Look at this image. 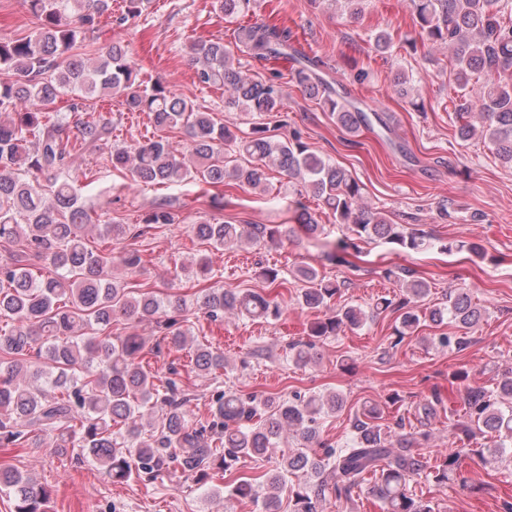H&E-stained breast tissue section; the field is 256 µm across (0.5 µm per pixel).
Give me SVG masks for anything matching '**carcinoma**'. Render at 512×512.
<instances>
[{"label":"carcinoma","instance_id":"carcinoma-1","mask_svg":"<svg viewBox=\"0 0 512 512\" xmlns=\"http://www.w3.org/2000/svg\"><path fill=\"white\" fill-rule=\"evenodd\" d=\"M123 2L114 18L112 0H23L37 20L35 34L0 38V242L12 247L11 261L0 263V447L38 448L42 437L50 436L58 455L79 448L114 480L144 474L156 480L178 473L203 484L215 470L228 472L244 458L267 456L291 433L300 447L281 458L263 485L250 479L228 485V498L250 499L260 512H280L286 488L291 512H325L333 499L351 500L369 478L370 493L382 512H434L431 501L413 494V484L444 486L456 479L462 489L475 492L477 487L459 472L464 449L439 451L430 458L419 452L418 437L405 429L404 418L392 428L376 406H365L354 416L342 445L322 441L319 419L344 405L336 390L286 398L221 391L207 418L194 425L188 406L195 394L144 367L141 323L155 322L164 329L168 345L183 347L187 333L166 312L182 308L184 301L165 302L151 291L134 293L112 277V266L135 274L139 254L116 256L89 245L93 215L78 205L70 160L76 149L95 146L112 134L111 118L86 115L89 101L119 97L126 111L148 113L157 130H184L186 150L181 154L162 136L112 151V167L128 171L138 183L195 181L201 195L218 207L222 197L209 188L229 180L257 189L266 184L268 171L277 169L297 185L292 219L305 234L324 231L306 204L308 196L347 231L327 254L330 261L357 267L359 240L377 238L415 253L428 244L422 232L392 224L382 212L362 205L358 181L312 151L299 132L286 141L269 135L262 118L283 110L285 83L277 73L264 80L248 77L234 65L224 42L191 43L190 60L198 84L224 87L230 92L224 107L256 119L244 140L162 83L145 84L122 42L100 48L94 59L73 53L88 29L112 18L123 25L145 8V0ZM411 3L415 37L407 46L414 51L419 44L445 45L454 61L459 138L480 136L496 158L512 167V10L501 0ZM212 6L231 19L249 9L250 0H212ZM289 37L276 26L242 25L236 43L259 60L286 59ZM294 62L295 84L323 111L351 133L366 125L364 112L318 73V61L306 57ZM474 83L478 88L472 90ZM61 96L70 97L73 121L43 123L44 110ZM472 114L480 126L466 120ZM46 174L53 176L49 198L39 183ZM175 222V214L161 202L142 218V226L105 224L103 231L119 241ZM190 232L215 248L281 241L280 226L273 224L202 221L190 225ZM383 274L400 283L403 299L381 296L367 309L353 304L333 309L330 303L341 284L320 277L312 266L297 268V278L305 283L299 304L323 317L311 323V340L287 345L288 359L299 367L316 363L317 341L363 327L376 310L400 312L395 333L401 340L415 335L426 321L440 324L448 318L471 329L483 319L485 310L463 289L449 297L448 307L422 312L416 303L430 293L426 281L409 270L385 268ZM201 292L196 304L211 318L235 314L268 321L283 315L279 303L249 290ZM121 320L125 334L112 335V323ZM193 369L200 376L213 375L224 369V355L199 344ZM157 406L159 421L143 422L144 410ZM465 410L466 434L477 431L498 439L488 452L503 456L505 441L512 442V369L501 374L493 389L467 386ZM0 491L13 495L15 512H49V491L11 467L0 466Z\"/></svg>","mask_w":512,"mask_h":512}]
</instances>
